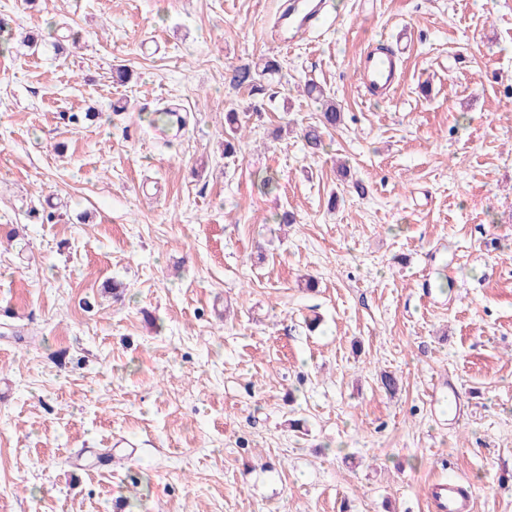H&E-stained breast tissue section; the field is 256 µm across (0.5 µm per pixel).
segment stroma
I'll return each mask as SVG.
<instances>
[{
  "label": "stroma",
  "instance_id": "obj_1",
  "mask_svg": "<svg viewBox=\"0 0 512 512\" xmlns=\"http://www.w3.org/2000/svg\"><path fill=\"white\" fill-rule=\"evenodd\" d=\"M283 3L0 0V512H429L448 479L512 512V0H334L291 46ZM394 51H367L361 60L359 78L367 93H389L399 84L398 62ZM281 68V63L277 59L262 58L259 62L232 67L227 79L235 88L249 89L251 95L266 94ZM307 93L315 99L323 101L319 123L309 125L302 131L306 146L312 154H316L323 148L325 132L339 124L341 112L336 102L324 99L323 91L318 85L309 83Z\"/></svg>",
  "mask_w": 512,
  "mask_h": 512
}]
</instances>
